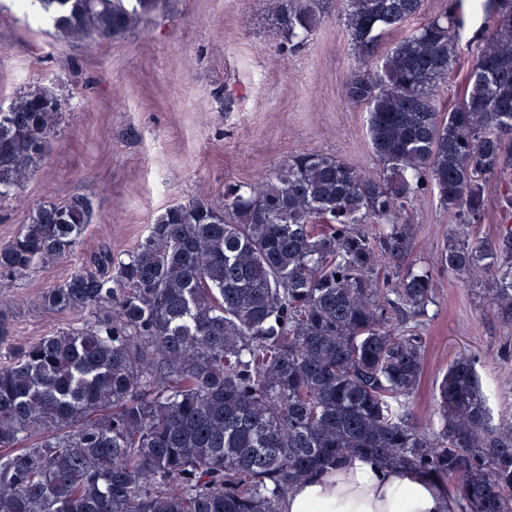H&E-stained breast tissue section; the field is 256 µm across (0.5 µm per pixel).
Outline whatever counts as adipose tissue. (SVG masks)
<instances>
[{
    "label": "adipose tissue",
    "instance_id": "1",
    "mask_svg": "<svg viewBox=\"0 0 512 512\" xmlns=\"http://www.w3.org/2000/svg\"><path fill=\"white\" fill-rule=\"evenodd\" d=\"M282 512H452L442 486L406 468L354 454L292 486Z\"/></svg>",
    "mask_w": 512,
    "mask_h": 512
}]
</instances>
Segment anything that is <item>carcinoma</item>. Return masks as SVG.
I'll return each mask as SVG.
<instances>
[{"label":"carcinoma","instance_id":"1","mask_svg":"<svg viewBox=\"0 0 512 512\" xmlns=\"http://www.w3.org/2000/svg\"><path fill=\"white\" fill-rule=\"evenodd\" d=\"M70 38H112L161 0H36ZM493 13L465 72L460 0L379 53L423 0H343L355 65L342 83L366 108L379 168L297 155L224 202L198 197L156 215L125 257L104 250L48 289L82 324L0 366V512H281L288 489L348 455L414 470L460 512H512V422L491 424L474 364L437 389L441 429L409 420L424 371L414 327L434 302L409 262L407 207L429 191L458 229L444 263L481 286L512 326V224L475 233L486 189L512 169V0ZM291 48L324 0H267ZM457 88L453 105L438 90ZM55 93L33 86L0 112V199L53 147ZM91 224L89 203L43 204L0 244V280L48 268Z\"/></svg>","mask_w":512,"mask_h":512}]
</instances>
